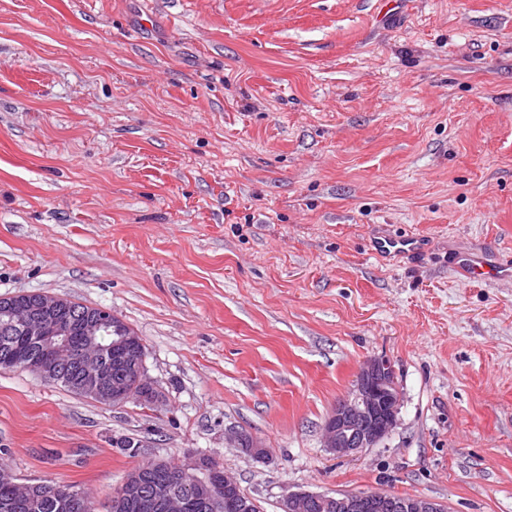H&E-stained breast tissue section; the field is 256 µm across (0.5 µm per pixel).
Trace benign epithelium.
<instances>
[{
	"mask_svg": "<svg viewBox=\"0 0 512 512\" xmlns=\"http://www.w3.org/2000/svg\"><path fill=\"white\" fill-rule=\"evenodd\" d=\"M69 309L68 298L43 293L1 296L0 314L6 326L36 346L30 353L17 349L0 359V370L31 372L49 384L62 382L82 394L106 404L121 407L128 402L152 407L164 402L163 392L151 380L145 364V348L140 345L129 354L125 346L133 337L117 342L103 332L123 320L104 307L74 311L73 325L82 333L80 346L70 350L69 331L53 330L47 322ZM399 392L393 363L384 357L369 360L361 369L349 394L338 400L325 421L326 447L339 457L354 456L375 447L396 426ZM228 439L235 448H260L251 435L232 430ZM151 473L136 470L125 478L116 497L134 512H182L183 505L165 494L155 501L145 495ZM283 512H442L437 501L387 492H355L336 495L301 491L289 493Z\"/></svg>",
	"mask_w": 512,
	"mask_h": 512,
	"instance_id": "benign-epithelium-1",
	"label": "benign epithelium"
}]
</instances>
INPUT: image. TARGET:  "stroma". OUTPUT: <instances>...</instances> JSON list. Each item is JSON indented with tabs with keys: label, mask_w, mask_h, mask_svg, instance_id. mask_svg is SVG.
<instances>
[{
	"label": "stroma",
	"mask_w": 512,
	"mask_h": 512,
	"mask_svg": "<svg viewBox=\"0 0 512 512\" xmlns=\"http://www.w3.org/2000/svg\"><path fill=\"white\" fill-rule=\"evenodd\" d=\"M396 2L0 0V296L112 310L166 396L0 370L21 481L100 505L137 461L207 455L263 512L296 491L512 512V279L454 262L512 267V0ZM411 234L418 258L375 254ZM382 356L397 425L336 457L322 426ZM455 264L470 280H482L510 276L508 268L491 265L480 254L472 253L456 260Z\"/></svg>",
	"instance_id": "1"
}]
</instances>
